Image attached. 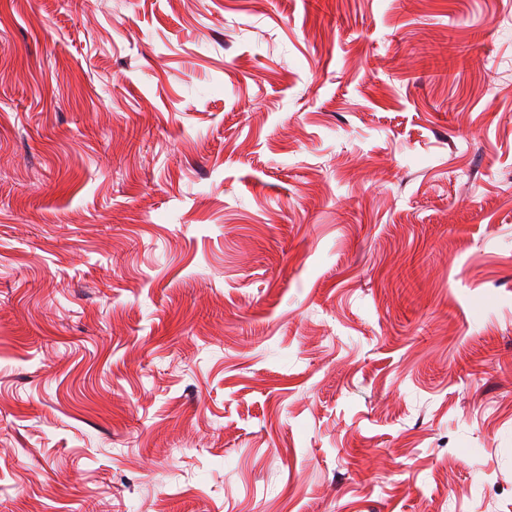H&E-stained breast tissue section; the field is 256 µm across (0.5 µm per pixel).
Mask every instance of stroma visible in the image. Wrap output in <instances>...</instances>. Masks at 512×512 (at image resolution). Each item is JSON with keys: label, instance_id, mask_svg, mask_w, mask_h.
<instances>
[{"label": "stroma", "instance_id": "stroma-1", "mask_svg": "<svg viewBox=\"0 0 512 512\" xmlns=\"http://www.w3.org/2000/svg\"><path fill=\"white\" fill-rule=\"evenodd\" d=\"M0 512H512V0H0Z\"/></svg>", "mask_w": 512, "mask_h": 512}]
</instances>
